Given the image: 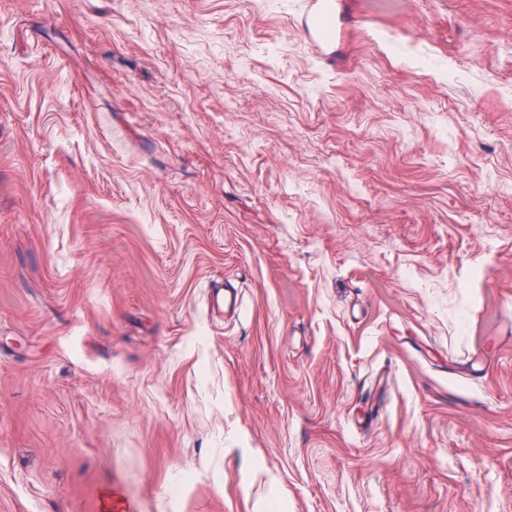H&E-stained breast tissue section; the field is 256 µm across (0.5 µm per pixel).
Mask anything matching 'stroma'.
Here are the masks:
<instances>
[{
	"instance_id": "35a3bbf8",
	"label": "stroma",
	"mask_w": 512,
	"mask_h": 512,
	"mask_svg": "<svg viewBox=\"0 0 512 512\" xmlns=\"http://www.w3.org/2000/svg\"><path fill=\"white\" fill-rule=\"evenodd\" d=\"M0 0V512H512V0ZM336 9L334 0H309L303 18L309 38L314 42L317 49L321 50L333 41V35L328 31L325 24Z\"/></svg>"
}]
</instances>
